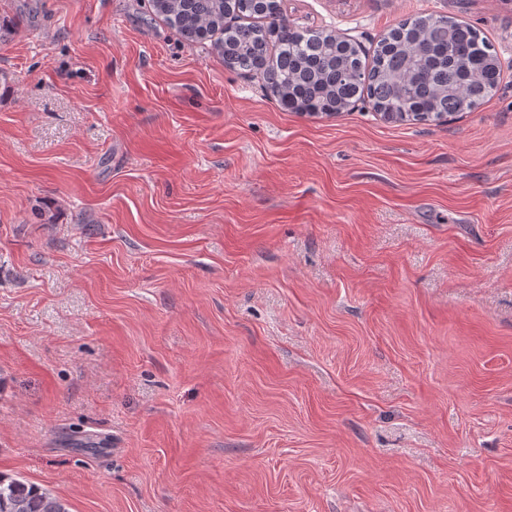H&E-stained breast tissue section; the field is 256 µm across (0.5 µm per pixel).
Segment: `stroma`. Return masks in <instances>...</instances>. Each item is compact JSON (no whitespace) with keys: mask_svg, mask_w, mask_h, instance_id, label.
<instances>
[{"mask_svg":"<svg viewBox=\"0 0 512 512\" xmlns=\"http://www.w3.org/2000/svg\"><path fill=\"white\" fill-rule=\"evenodd\" d=\"M502 62L448 121L280 109L150 0H0V472L68 512H512V0H283Z\"/></svg>","mask_w":512,"mask_h":512,"instance_id":"stroma-1","label":"stroma"}]
</instances>
